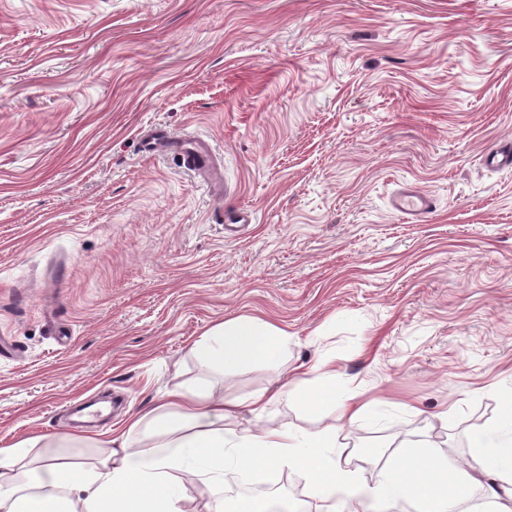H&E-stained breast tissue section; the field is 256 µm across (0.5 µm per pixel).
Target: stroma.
<instances>
[{
    "label": "stroma",
    "mask_w": 512,
    "mask_h": 512,
    "mask_svg": "<svg viewBox=\"0 0 512 512\" xmlns=\"http://www.w3.org/2000/svg\"><path fill=\"white\" fill-rule=\"evenodd\" d=\"M209 140L224 188L140 148ZM512 0H0V448L334 359L329 428L470 462L512 417ZM437 198L404 222L394 191ZM254 221L225 230L238 207ZM250 315L277 365L190 348Z\"/></svg>",
    "instance_id": "35a3bbf8"
}]
</instances>
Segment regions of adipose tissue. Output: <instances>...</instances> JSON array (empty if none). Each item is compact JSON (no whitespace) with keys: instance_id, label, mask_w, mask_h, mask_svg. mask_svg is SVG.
Returning <instances> with one entry per match:
<instances>
[{"instance_id":"ef3b65f1","label":"adipose tissue","mask_w":512,"mask_h":512,"mask_svg":"<svg viewBox=\"0 0 512 512\" xmlns=\"http://www.w3.org/2000/svg\"><path fill=\"white\" fill-rule=\"evenodd\" d=\"M290 342L274 324L241 315L213 327L192 351L221 374L276 361ZM335 378L334 361H321L311 391L297 401L314 415L337 404L347 420H356L366 406L358 395L337 392ZM287 396L284 383L239 403L210 392L171 394L114 430L90 462L41 451L37 439L0 448V512H188L178 477L186 469L217 491L210 512H224L219 493L225 483L256 468L273 483L284 469L303 473L323 512H387L399 502L414 512H512V430L485 438L481 454L465 468L448 464L438 449L402 445L398 462L366 481L350 467L357 448L337 445L329 430L282 425L251 431L227 424L237 405L262 413ZM140 432L149 436V449L134 447L132 436ZM36 448L39 464L30 471L26 461Z\"/></svg>"}]
</instances>
